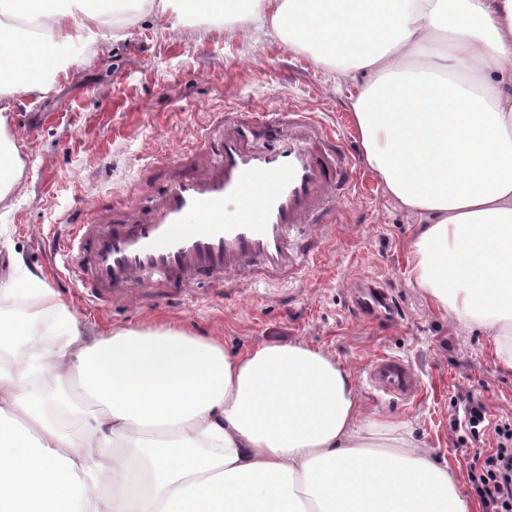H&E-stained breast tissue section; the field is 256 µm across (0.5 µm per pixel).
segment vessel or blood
I'll return each instance as SVG.
<instances>
[{
  "label": "vessel or blood",
  "instance_id": "1",
  "mask_svg": "<svg viewBox=\"0 0 512 512\" xmlns=\"http://www.w3.org/2000/svg\"><path fill=\"white\" fill-rule=\"evenodd\" d=\"M164 168L158 195L72 225L63 266L87 302L120 305L155 288L173 300L199 285L220 297L247 275L266 286L298 282L326 256L346 205L365 188L343 130L301 107L228 109ZM349 300L366 320L399 317L376 278H357ZM364 379L378 398L411 405L421 396L418 372L394 356L372 358Z\"/></svg>",
  "mask_w": 512,
  "mask_h": 512
}]
</instances>
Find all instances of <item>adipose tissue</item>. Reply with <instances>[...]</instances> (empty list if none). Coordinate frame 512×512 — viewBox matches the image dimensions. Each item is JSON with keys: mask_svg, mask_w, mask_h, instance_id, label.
I'll use <instances>...</instances> for the list:
<instances>
[{"mask_svg": "<svg viewBox=\"0 0 512 512\" xmlns=\"http://www.w3.org/2000/svg\"><path fill=\"white\" fill-rule=\"evenodd\" d=\"M195 0H0V211L25 193L19 94L73 76L60 47ZM354 86L361 150L420 219L409 282L491 336L512 372V0H210ZM0 512H471L447 465L363 414L331 352L229 354L176 326L109 332L42 272L0 277Z\"/></svg>", "mask_w": 512, "mask_h": 512, "instance_id": "obj_1", "label": "adipose tissue"}]
</instances>
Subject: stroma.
I'll list each match as a JSON object with an SVG mask.
<instances>
[{
    "label": "stroma",
    "mask_w": 512,
    "mask_h": 512,
    "mask_svg": "<svg viewBox=\"0 0 512 512\" xmlns=\"http://www.w3.org/2000/svg\"><path fill=\"white\" fill-rule=\"evenodd\" d=\"M172 23L169 16L142 17L104 54L75 40L67 54L78 61V76L50 94L19 96L12 119L25 138L27 190L0 215V235L42 271L62 302L97 325L178 322L195 335L223 339L232 353L259 342H300L335 354L352 374L365 416L405 425L469 489L464 460L481 446L465 438L464 406L471 398L494 416L512 417V374L499 368L491 337L460 326L409 284L419 221L382 190L351 203L334 248L298 286L232 289L221 303L201 295L183 306L90 307L66 275L54 272L63 226L75 210L111 203L116 190L142 198L158 193L168 155L191 148L225 107L271 113L302 105L330 123L350 112L346 88L334 87L323 68L267 29L242 41L216 21H200L182 37ZM360 274L391 290L398 324L381 329L353 317L346 290ZM382 353L418 371L423 393L413 407L368 392L363 367Z\"/></svg>",
    "instance_id": "obj_1"
}]
</instances>
